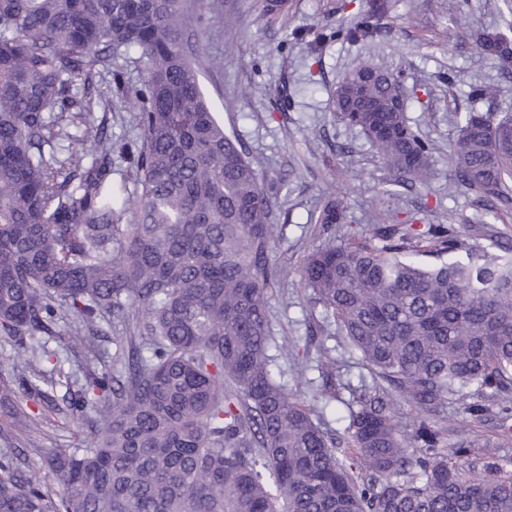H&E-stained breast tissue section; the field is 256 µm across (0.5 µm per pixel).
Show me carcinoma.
<instances>
[{
  "label": "carcinoma",
  "instance_id": "cac0c4a2",
  "mask_svg": "<svg viewBox=\"0 0 512 512\" xmlns=\"http://www.w3.org/2000/svg\"><path fill=\"white\" fill-rule=\"evenodd\" d=\"M184 4L0 0V339L25 371L20 383L0 377L13 408L0 436L42 427L26 403L54 385L43 334L82 346L74 409L89 413L81 452H45L48 484L28 476L24 450L0 448V512H512V469L494 452L512 447V239L488 248L451 226L405 224L378 229V246L338 244L329 232L346 223L345 206L330 199L310 216L326 237L300 281L377 378L354 397L344 436L324 432L268 354L297 350L270 334L268 294L284 273L274 192L201 91L212 60L192 52ZM387 10L371 0L336 39H375ZM477 45L512 62L499 32ZM132 52L146 78L139 134L120 158L140 192L120 202L112 142L88 102L95 77ZM472 96L493 105L499 90ZM407 98L398 73L360 62L334 103L410 190L435 171ZM453 120L458 182L485 214L512 212V113L472 108ZM65 138L78 149L61 159ZM424 239L441 257L428 267L411 258ZM68 315L74 336L52 328ZM119 318L127 332L109 356L100 340ZM318 370L322 397L335 398L329 351ZM464 397L468 424L438 421ZM403 403L415 409L409 430ZM489 416L496 438L483 442L472 424ZM473 448L493 452L472 463Z\"/></svg>",
  "mask_w": 512,
  "mask_h": 512
}]
</instances>
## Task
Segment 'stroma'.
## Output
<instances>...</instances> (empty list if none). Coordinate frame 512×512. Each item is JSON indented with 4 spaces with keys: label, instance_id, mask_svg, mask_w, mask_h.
Masks as SVG:
<instances>
[{
    "label": "stroma",
    "instance_id": "35a3bbf8",
    "mask_svg": "<svg viewBox=\"0 0 512 512\" xmlns=\"http://www.w3.org/2000/svg\"><path fill=\"white\" fill-rule=\"evenodd\" d=\"M364 0H288L284 11L265 15L264 0H193L199 38L195 50L217 59L203 68L199 83L254 166L272 179L279 193L273 215L276 252L287 272L268 298L273 336H295L306 345L299 358L280 357L276 365L290 393L313 405L327 433H342L348 423L354 391L372 386L373 376L357 354L341 349L334 319L313 305L296 272L318 245L311 214L328 199L347 208L348 221L336 225L337 242L371 241L377 225L454 224L485 237L489 228L461 186L449 159L458 129L449 116L475 108L471 86L494 84L500 109H512V78L499 61L476 46L477 33L504 27L503 0H391L392 8L377 25L380 39L342 41L332 37L337 22L354 17ZM386 62L403 76L408 90L407 117L431 146L436 177L429 188L392 195L395 175L380 162L370 144L335 112L333 93L341 76L360 61ZM112 73L98 80L105 100H94L93 112L112 135L113 145L134 139L135 90L145 79L143 65L119 58ZM250 95H240L241 87ZM365 172L364 179L351 175ZM336 358V398L319 395L322 380L316 365L323 349ZM57 408L46 413L38 450L29 454L28 472L45 480L47 448L77 450L85 420L73 415L70 393L56 386Z\"/></svg>",
    "mask_w": 512,
    "mask_h": 512
}]
</instances>
